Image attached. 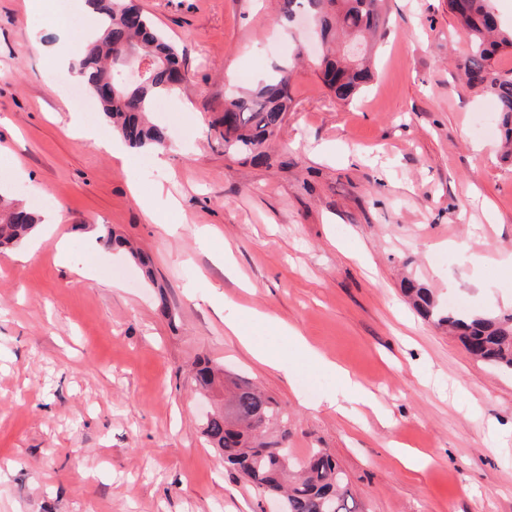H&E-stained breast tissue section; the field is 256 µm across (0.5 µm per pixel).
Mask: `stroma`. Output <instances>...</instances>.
Returning <instances> with one entry per match:
<instances>
[{
	"instance_id": "obj_1",
	"label": "stroma",
	"mask_w": 512,
	"mask_h": 512,
	"mask_svg": "<svg viewBox=\"0 0 512 512\" xmlns=\"http://www.w3.org/2000/svg\"><path fill=\"white\" fill-rule=\"evenodd\" d=\"M136 2L186 76L150 115L173 136L164 167L73 134L45 50L58 19L0 0V192L64 206L61 223L0 249V512H263L202 435L200 357L285 406L289 447L328 449L364 512H512V374L403 291L410 278L461 310L512 312L498 268L512 257V157L493 96L461 77L467 38L448 0H385L374 78L349 103L298 60L306 37L282 29L280 0ZM289 63L292 110L268 160L225 154L211 129L225 91ZM108 231L151 257L156 282L121 251L89 250ZM245 308L349 369L372 406H323L337 380L268 327L250 333L294 372L253 359L224 326ZM396 442L430 466L400 467Z\"/></svg>"
}]
</instances>
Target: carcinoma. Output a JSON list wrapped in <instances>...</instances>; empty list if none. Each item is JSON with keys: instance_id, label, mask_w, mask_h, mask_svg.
Segmentation results:
<instances>
[{"instance_id": "1", "label": "carcinoma", "mask_w": 512, "mask_h": 512, "mask_svg": "<svg viewBox=\"0 0 512 512\" xmlns=\"http://www.w3.org/2000/svg\"><path fill=\"white\" fill-rule=\"evenodd\" d=\"M101 18V33L85 46L78 74L100 100L107 122L131 148L166 150L167 130L150 123L147 113L155 101L181 91L178 54L174 45L134 0H87ZM493 0H448V9L465 29L469 53L464 75L471 86L492 94L502 113L505 139L512 143V68L494 65L503 49H512V29L500 27ZM287 20L306 14L320 44L315 65L325 87L340 101L357 96L371 81L372 72L361 55L343 51L378 33L385 23L380 0H282ZM127 49L145 62L143 81L130 88L116 68ZM291 75L274 73L246 94L224 99L216 126L224 150L245 157L260 151L277 136L291 108ZM38 212L0 195V247L22 242L39 224ZM404 292L419 314L456 333L466 351L503 372H512V314L500 317L470 315L444 306L433 291L409 281ZM193 380L201 390L226 391L224 410L203 423V434L220 451L224 464L241 473L260 494L283 497V512H361L346 474L324 448L310 449L301 461L288 448V434L268 432L288 423V412L258 387L238 378H224L209 359L195 364Z\"/></svg>"}]
</instances>
